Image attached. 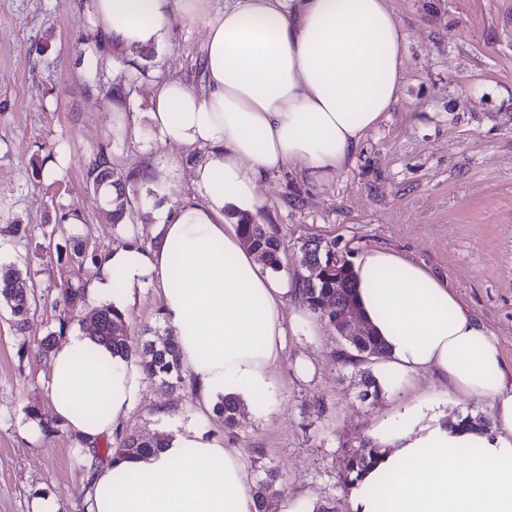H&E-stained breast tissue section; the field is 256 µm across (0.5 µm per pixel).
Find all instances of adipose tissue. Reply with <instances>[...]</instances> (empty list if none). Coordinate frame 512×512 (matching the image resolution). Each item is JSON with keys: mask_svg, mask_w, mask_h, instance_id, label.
Returning a JSON list of instances; mask_svg holds the SVG:
<instances>
[{"mask_svg": "<svg viewBox=\"0 0 512 512\" xmlns=\"http://www.w3.org/2000/svg\"><path fill=\"white\" fill-rule=\"evenodd\" d=\"M113 64L159 38L172 16L208 29L197 92L172 79L152 126L164 143L203 148L193 196L163 209L156 243L106 252L87 288L97 306L124 311L136 288L161 290L199 418L221 397L271 393L297 290L245 250L225 212L260 218L259 179L290 167L326 183L353 159L399 98L403 29L388 0H88ZM358 303L388 346L391 373L432 374L449 395L490 401L494 432L445 426L425 400L406 427L380 429L378 464L351 490L352 512H512V368L476 314L421 265L384 249L355 264ZM133 361L71 331L45 388L53 416L85 448L112 436L139 400ZM139 482L129 483V473ZM254 474L240 449L188 425L167 448L95 470L86 512H255Z\"/></svg>", "mask_w": 512, "mask_h": 512, "instance_id": "obj_1", "label": "adipose tissue"}]
</instances>
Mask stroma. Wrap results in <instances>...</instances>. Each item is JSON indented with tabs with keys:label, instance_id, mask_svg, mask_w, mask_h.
<instances>
[{
	"label": "stroma",
	"instance_id": "obj_1",
	"mask_svg": "<svg viewBox=\"0 0 512 512\" xmlns=\"http://www.w3.org/2000/svg\"><path fill=\"white\" fill-rule=\"evenodd\" d=\"M406 35L400 98L360 144L352 163L324 184L287 169L261 180V219L282 242L281 268L295 274L301 246L318 237L350 260L390 250L447 278L496 337L512 367V0H389ZM203 26L172 20L148 46L128 51L120 70L100 57L101 37L85 0H0V227L23 224L27 238L0 236V265L26 274L32 313L17 332L0 304V512H36L38 496L54 512H83L87 477L97 458L80 455L66 429L45 436L51 416L44 390L50 356L38 342L73 329L94 311L64 305L67 280L93 277L69 260L73 240L104 254L134 238L154 241V215L191 195V168L201 149L161 143L148 114L160 86L177 78L201 88ZM120 88L107 97L109 88ZM106 154L136 203L122 225L104 219L108 204L86 181V166ZM65 158L47 177L50 161ZM82 221L55 229L62 213ZM125 311L132 340L164 335L159 288L137 289ZM344 343L323 322L284 338L273 371L274 394L246 402L234 432L213 415L202 428L241 449L260 448L277 468L284 498L327 502L351 512L339 482L342 446L371 438L396 411L419 397L445 417L489 415L488 401L457 399L430 374L381 379L378 399L362 401L361 372L344 364ZM183 421L197 410L187 387L146 382L119 430L159 431L154 411Z\"/></svg>",
	"mask_w": 512,
	"mask_h": 512
}]
</instances>
